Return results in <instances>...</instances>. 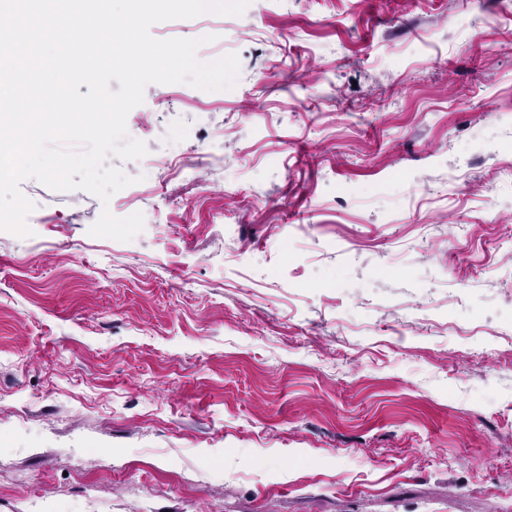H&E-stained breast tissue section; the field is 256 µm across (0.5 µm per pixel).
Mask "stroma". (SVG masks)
<instances>
[{
  "label": "stroma",
  "mask_w": 512,
  "mask_h": 512,
  "mask_svg": "<svg viewBox=\"0 0 512 512\" xmlns=\"http://www.w3.org/2000/svg\"><path fill=\"white\" fill-rule=\"evenodd\" d=\"M179 172L0 232V512L512 504V0H251ZM139 212L128 242L89 235Z\"/></svg>",
  "instance_id": "obj_1"
}]
</instances>
